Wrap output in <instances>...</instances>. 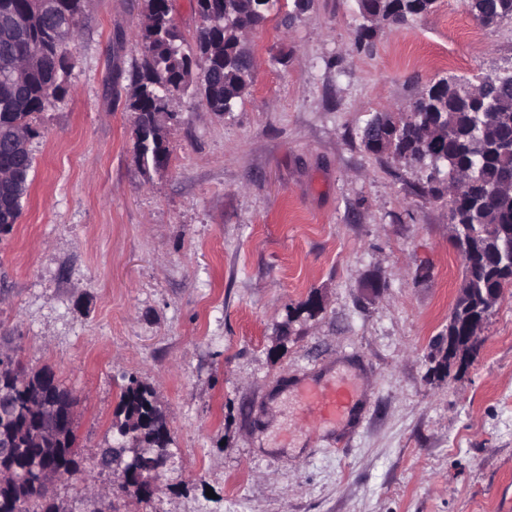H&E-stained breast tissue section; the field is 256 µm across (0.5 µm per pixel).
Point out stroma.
<instances>
[{"label":"stroma","mask_w":512,"mask_h":512,"mask_svg":"<svg viewBox=\"0 0 512 512\" xmlns=\"http://www.w3.org/2000/svg\"><path fill=\"white\" fill-rule=\"evenodd\" d=\"M291 8L248 33L254 82L232 112L174 94L169 162L147 170L127 108L143 0L86 2L0 231V348L77 396L88 461L122 387L150 385L171 457L145 502L109 470L56 482L68 512H512V288L468 369L435 371L462 271L448 201L361 142L439 79L512 67V21L439 0L368 52L356 0L282 26ZM469 32L480 45L454 62ZM313 295L321 311L294 316ZM332 378L352 417L298 422V385Z\"/></svg>","instance_id":"obj_1"}]
</instances>
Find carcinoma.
<instances>
[{
    "instance_id": "obj_1",
    "label": "carcinoma",
    "mask_w": 512,
    "mask_h": 512,
    "mask_svg": "<svg viewBox=\"0 0 512 512\" xmlns=\"http://www.w3.org/2000/svg\"><path fill=\"white\" fill-rule=\"evenodd\" d=\"M278 0H196L202 25L195 45L184 48V37L173 17L171 0H144L146 22L139 27L145 54L131 75L128 108L137 128L154 126L150 146L134 142L136 156L154 169L168 162L167 129L156 115L170 111L171 97L192 84L203 87L210 112L232 111L252 85V64L244 34L265 22ZM360 15L401 24L426 15L437 0H356ZM479 19H512V0H469ZM84 0H0V60L22 62L29 46L41 47L43 59L26 77H14L13 67L0 65V168L11 177L0 180V226L16 223L27 193L33 157L29 140L18 129H33L36 115L68 91V57L57 56L61 31L78 33ZM478 99L462 80L442 79L420 92L408 114L376 113L362 130V143L374 155L391 156L431 167L421 192L440 197L439 179L454 168L472 169L471 182L449 209L451 223L464 234L459 241L467 255L463 287L475 289L468 305L456 300L448 328L464 331L470 312L486 288L503 292L512 286L505 269L512 263V68L485 79ZM78 401L60 387L47 367L0 370V512H65L49 489L22 474L34 457L62 479L86 471L78 452L72 408ZM112 428L116 438L96 456L95 466L112 469L128 457L125 468L156 479L164 459L157 439L169 434L166 415L153 390L135 380L122 389Z\"/></svg>"
}]
</instances>
